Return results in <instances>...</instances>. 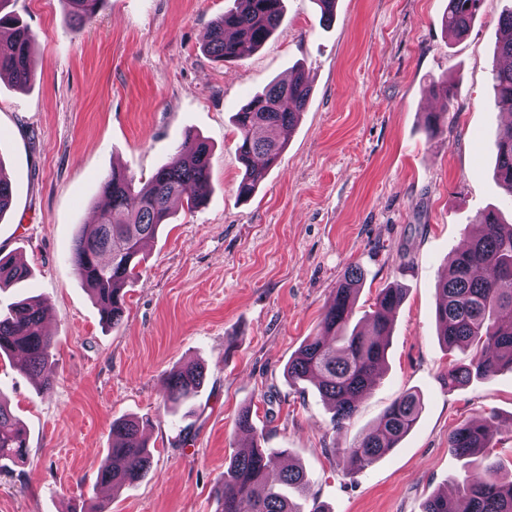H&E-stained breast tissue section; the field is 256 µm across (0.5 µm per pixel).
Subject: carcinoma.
Returning <instances> with one entry per match:
<instances>
[{
  "label": "carcinoma",
  "instance_id": "cac0c4a2",
  "mask_svg": "<svg viewBox=\"0 0 512 512\" xmlns=\"http://www.w3.org/2000/svg\"><path fill=\"white\" fill-rule=\"evenodd\" d=\"M8 0H0V74H9L15 85L30 80L29 57L32 35L11 13L3 12ZM103 0H66L74 22L81 26L102 7ZM283 0H234L211 25L206 51L217 61L233 60L246 50L261 46L278 27ZM481 0H448L445 26L464 35ZM501 38L497 54L512 59V7L498 20ZM496 105L512 112V65L493 68ZM442 100L441 110L426 115V129L436 134L448 112V86L434 85ZM311 88L303 69L288 82H275L254 95L235 113L240 134L238 152L245 172L238 193L250 197L276 165L287 144V135L307 104ZM210 147L201 139H187L170 160L141 188L123 172L112 171L101 182V193L109 204L92 224L82 225L72 249L75 270L97 306L103 322L121 323L126 304L125 287L139 277L141 246L168 223L171 201L186 203L192 213L202 203L198 193L210 173ZM496 177L512 195V124L497 136ZM9 178L0 166V214L12 203ZM480 232L468 246L448 260V271L436 284L435 308L439 336L450 350L473 351L467 361L453 364L445 375L448 389L465 386L474 376L491 377L512 371V224H503L496 212L478 215ZM29 276L26 265L0 250V284L17 283ZM363 274L351 267L338 285L332 304L325 311L321 333L306 340L288 362V381L313 384L332 411L333 426L350 420L358 398L373 385L386 362L392 317L402 304L405 291L383 288L368 314L372 333L349 329L356 295ZM44 306L24 299L0 312V353L16 356L20 366L38 380L39 388H51L56 379L51 360L53 341L43 329ZM205 374L196 364H186L168 373L165 401L186 404L203 386ZM421 411L419 396L406 391L385 409L367 434L347 448L330 449L351 473L372 465L410 433ZM148 421L122 419L112 422L111 448L100 469L99 481L134 486L150 469V454L143 438ZM238 426L253 432L248 447L238 451L224 471V481L215 489L216 512H303L290 495L274 488L270 480L285 449L264 448L262 433L254 431L250 410L242 411ZM492 433L480 422L458 426L449 436V447L461 456L486 457ZM25 430L0 401V461L16 462L28 455ZM277 481L299 494L306 492L303 470L290 466L279 471ZM423 512H512V478L499 476V465L490 462L481 471L466 476L452 497L436 493Z\"/></svg>",
  "mask_w": 512,
  "mask_h": 512
}]
</instances>
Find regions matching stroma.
Here are the masks:
<instances>
[{
	"instance_id": "stroma-1",
	"label": "stroma",
	"mask_w": 512,
	"mask_h": 512,
	"mask_svg": "<svg viewBox=\"0 0 512 512\" xmlns=\"http://www.w3.org/2000/svg\"><path fill=\"white\" fill-rule=\"evenodd\" d=\"M507 0H482L468 33L445 27L448 0H284L282 21L257 50L219 62L208 29L233 0H105L82 29L64 0H10L34 37L32 78L0 77V164L13 204L0 247L29 277L0 288V311L36 296L46 306L56 380L39 390L0 356V396L25 425L30 454L0 468V512H216L214 489L245 436L251 409L269 448L303 468L304 508L422 512L454 491L475 459L448 446L452 430L484 419L490 460L512 476V372L448 390L461 360L441 342L436 284L449 256L512 196L494 179L496 136L512 114L494 104L498 18ZM303 66L309 101L278 164L250 199L233 116L270 82ZM451 76L449 108L429 95ZM446 110L437 134L427 113ZM210 144V177L195 212L177 210L143 251L117 327L101 319L72 247L119 168L144 185L185 139ZM363 272L352 324L365 327L380 289L405 299L393 317L376 386L341 428L316 388L289 383L288 362L320 331L345 271ZM197 362L206 379L188 406L166 409L164 378ZM423 413L389 454L348 473L330 456L368 433L401 392ZM145 417L152 466L138 485L97 481L115 419Z\"/></svg>"
}]
</instances>
